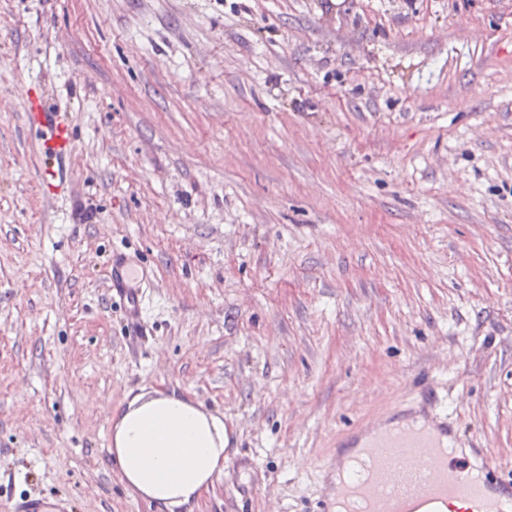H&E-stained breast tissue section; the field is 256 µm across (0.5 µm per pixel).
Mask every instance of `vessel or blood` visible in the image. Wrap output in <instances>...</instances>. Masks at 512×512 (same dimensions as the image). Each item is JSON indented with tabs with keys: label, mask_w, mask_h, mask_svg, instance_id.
Here are the masks:
<instances>
[{
	"label": "vessel or blood",
	"mask_w": 512,
	"mask_h": 512,
	"mask_svg": "<svg viewBox=\"0 0 512 512\" xmlns=\"http://www.w3.org/2000/svg\"><path fill=\"white\" fill-rule=\"evenodd\" d=\"M27 97L26 126L43 133L54 155H70L75 140L68 118L50 111L36 88H28ZM137 278L128 256L113 253L111 293L134 325L142 320L145 302ZM447 430L444 421L361 426L367 440L345 470L336 512H438V505L456 503L472 512H512V484H498L453 455L440 438ZM7 512H69V503L60 497L24 496L10 499Z\"/></svg>",
	"instance_id": "obj_1"
}]
</instances>
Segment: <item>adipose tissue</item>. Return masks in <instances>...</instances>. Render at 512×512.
Returning <instances> with one entry per match:
<instances>
[{
	"mask_svg": "<svg viewBox=\"0 0 512 512\" xmlns=\"http://www.w3.org/2000/svg\"><path fill=\"white\" fill-rule=\"evenodd\" d=\"M112 421L122 478L150 500L191 502L224 469L229 438L223 422L185 399L162 393L135 399Z\"/></svg>",
	"mask_w": 512,
	"mask_h": 512,
	"instance_id": "ef3b65f1",
	"label": "adipose tissue"
}]
</instances>
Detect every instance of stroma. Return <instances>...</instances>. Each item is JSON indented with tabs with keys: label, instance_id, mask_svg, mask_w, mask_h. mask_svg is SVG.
I'll list each match as a JSON object with an SVG mask.
<instances>
[{
	"label": "stroma",
	"instance_id": "stroma-1",
	"mask_svg": "<svg viewBox=\"0 0 512 512\" xmlns=\"http://www.w3.org/2000/svg\"><path fill=\"white\" fill-rule=\"evenodd\" d=\"M31 86L74 130L54 199ZM157 392L230 437L178 512H316L426 392L512 480V0H0V504L166 512L102 451ZM139 281V284L133 285ZM148 282L147 274L142 273L139 279L138 273L131 268L129 258L125 253H112L111 264V293L112 298L118 299L117 303L129 321L133 325L141 323L144 312L143 284ZM8 512H68L67 500L57 497H12L8 502Z\"/></svg>",
	"mask_w": 512,
	"mask_h": 512
}]
</instances>
